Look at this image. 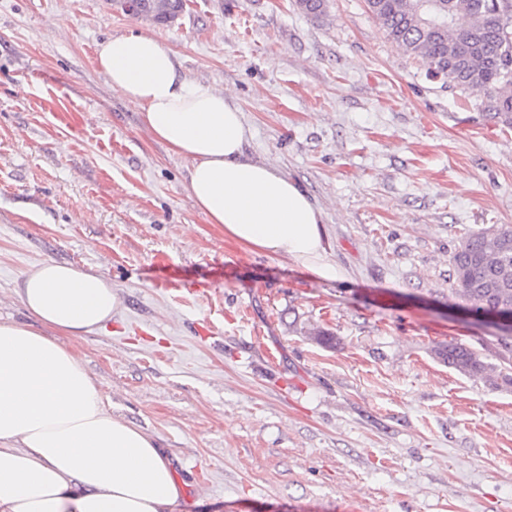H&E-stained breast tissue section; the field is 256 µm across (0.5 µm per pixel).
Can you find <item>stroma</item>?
I'll list each match as a JSON object with an SVG mask.
<instances>
[{
    "label": "stroma",
    "mask_w": 512,
    "mask_h": 512,
    "mask_svg": "<svg viewBox=\"0 0 512 512\" xmlns=\"http://www.w3.org/2000/svg\"><path fill=\"white\" fill-rule=\"evenodd\" d=\"M137 32L232 98L248 155L321 211L342 279L244 251L193 206L187 161L94 63ZM491 224L512 225V130L365 0H186L164 25L0 0V321L28 322L14 282L40 261L111 281L105 329L61 342L165 449L175 512H512V388L434 354L499 361L502 329L449 279Z\"/></svg>",
    "instance_id": "obj_1"
}]
</instances>
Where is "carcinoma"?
I'll return each instance as SVG.
<instances>
[{
	"instance_id": "1",
	"label": "carcinoma",
	"mask_w": 512,
	"mask_h": 512,
	"mask_svg": "<svg viewBox=\"0 0 512 512\" xmlns=\"http://www.w3.org/2000/svg\"><path fill=\"white\" fill-rule=\"evenodd\" d=\"M123 13L159 24L174 21L185 0H110ZM389 39L436 68L457 87L483 96L489 118L512 129V0H366ZM449 16L433 29L431 14ZM452 294L473 300L487 316L512 318V225L492 224L468 234L450 259ZM436 356L456 371L512 387V365L498 367L483 353L450 343Z\"/></svg>"
}]
</instances>
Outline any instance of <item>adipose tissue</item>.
<instances>
[{
	"instance_id": "obj_1",
	"label": "adipose tissue",
	"mask_w": 512,
	"mask_h": 512,
	"mask_svg": "<svg viewBox=\"0 0 512 512\" xmlns=\"http://www.w3.org/2000/svg\"><path fill=\"white\" fill-rule=\"evenodd\" d=\"M95 62L138 105L146 129L189 161V197L209 223L250 251L341 278L320 210L299 183L247 157L251 131L230 98L182 76L151 34L102 42ZM14 290L34 323L0 322V512H173L181 486L167 453L112 415L82 362L56 341L111 320V282L46 260Z\"/></svg>"
}]
</instances>
